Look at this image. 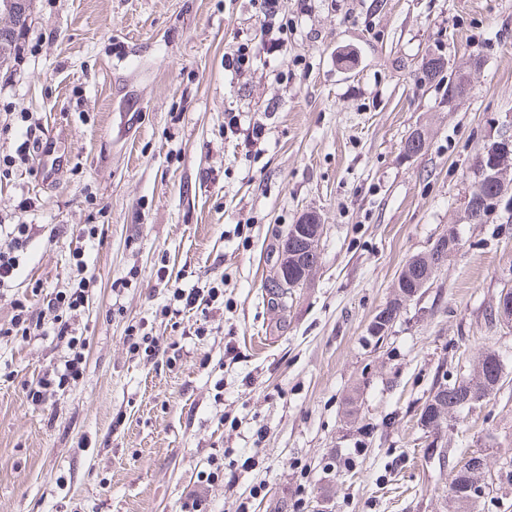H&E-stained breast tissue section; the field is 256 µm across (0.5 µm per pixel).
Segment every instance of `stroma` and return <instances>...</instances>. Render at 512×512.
Returning <instances> with one entry per match:
<instances>
[{
	"label": "stroma",
	"mask_w": 512,
	"mask_h": 512,
	"mask_svg": "<svg viewBox=\"0 0 512 512\" xmlns=\"http://www.w3.org/2000/svg\"><path fill=\"white\" fill-rule=\"evenodd\" d=\"M30 13L0 69V224L30 233L0 325L24 298L42 333L0 336V512H182L195 494L205 512H450L451 470L474 453L493 485L476 512H512V328L489 319L512 286V223L460 220L512 116V0H280L286 45L236 79L225 51L261 38L247 0ZM434 53L469 73L468 96L422 82ZM122 110L139 118L117 141ZM229 110L265 123L259 152L225 138ZM51 135L66 161L45 175L32 147ZM308 214L320 263L271 304L281 236ZM88 224L83 373L35 402L71 355L47 301L76 286ZM449 232L458 249L370 336L405 262ZM488 348L504 386L432 440V387Z\"/></svg>",
	"instance_id": "35a3bbf8"
}]
</instances>
